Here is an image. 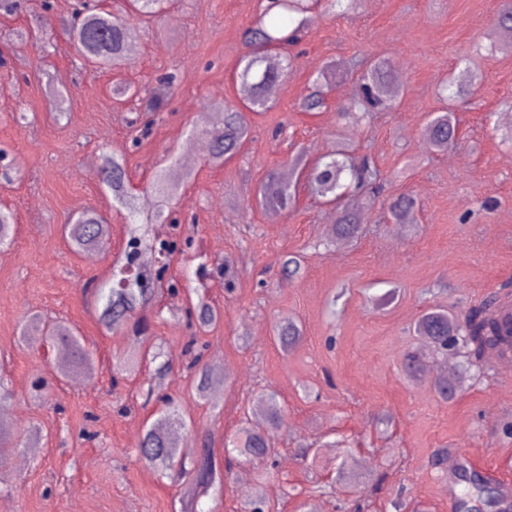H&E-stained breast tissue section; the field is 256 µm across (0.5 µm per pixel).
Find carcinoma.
Returning a JSON list of instances; mask_svg holds the SVG:
<instances>
[{"instance_id":"obj_1","label":"carcinoma","mask_w":512,"mask_h":512,"mask_svg":"<svg viewBox=\"0 0 512 512\" xmlns=\"http://www.w3.org/2000/svg\"><path fill=\"white\" fill-rule=\"evenodd\" d=\"M326 2L331 11L344 15L361 9L364 0H260V14L255 22L242 33L246 52L239 60L236 82L245 97L244 107L227 108L215 105L216 120L210 128L208 141V163L221 166L224 160L235 155L242 142L252 130L251 115L269 105L267 91L270 85L287 78L292 68L291 58L283 49L299 41L301 35L315 21V6ZM168 0H128L125 9L110 11L98 3L77 0L73 22L69 33L79 56L93 67L114 70L125 65L129 56L128 18L151 19L162 16ZM512 31V0H504L498 22L489 37L500 50L512 51V42L495 40L498 33ZM338 76L336 63L327 62L319 70L312 90L301 104L304 112H319L325 106L326 95L332 90ZM482 72L466 64L451 74L446 89L449 97L456 98L474 93L482 82ZM355 97L342 108L340 116L356 118L386 112L392 109L404 88L399 84L395 69L386 58H374L366 63V69L358 78ZM176 83V75L169 73L158 79L155 96L149 111L159 112L167 95ZM458 133L454 110L446 107L433 113L425 127L429 151L443 153L451 148ZM296 181L304 180L311 193L324 204L333 206L338 213V222L333 227L336 240H350L362 233L366 215L362 208L372 205L384 190V178L377 165L366 154L336 151L314 161L309 160L303 149L296 150L291 161ZM195 169L182 157L174 158L169 167L155 175L153 185L160 197L158 207L143 215L142 224L134 227L126 253V265L122 269L134 268L126 276V286H110L103 283L98 288V300L103 302L100 322L108 334L123 331L133 318L135 311L153 302L159 295L161 274H152V267L140 262L142 253L163 255L170 258L176 252L175 244L167 241L154 243L147 232L149 224L173 223L172 202L181 195L184 184L194 176ZM100 181L111 192L119 207L132 213L140 212L137 197L129 186L128 173L122 156L115 153L102 155L99 169ZM256 203L268 214H284L296 203V190L291 184L282 182L271 173L262 181L256 194ZM418 208L412 194H402L388 205L390 220L395 224H412ZM14 233V216L0 209V244L7 243ZM65 235L78 253L94 255L109 245L111 224L95 209H81L72 215L65 227ZM198 301L189 313L190 319L203 329L220 317L215 307L204 297L201 289H195ZM501 307L492 309V301L472 306L464 317L458 319L447 311L431 308L424 312L414 325L416 335L435 349H445L448 337L462 329H469L465 344V364L460 377L468 376L472 370H490V359L504 353V345L512 350V333L503 331L501 316L504 310L512 314V290L505 286L501 292ZM276 337L281 349L292 350L302 338L299 324L284 320L276 327ZM22 339L27 343L49 344L56 355L67 358L66 366L56 369V374L65 379L71 374L95 373L92 354L85 346L83 337L65 324L48 322L33 314L22 327ZM198 380L196 394L201 401L208 399L213 383L212 375L205 367L193 361ZM251 413L263 417L266 430L244 427L240 436L225 448V469L231 470L235 459L265 460L266 445L270 432L278 429L284 420V408L276 392L266 390L253 398ZM190 427L173 404L159 413V417L146 430L140 454L157 471L179 481L187 478L194 486L193 494L202 497L215 484V466L210 450L193 468L186 467L181 453L179 436ZM464 486L457 497V508L463 510L472 502H479L489 512H512V496L500 483L473 470L462 479Z\"/></svg>"}]
</instances>
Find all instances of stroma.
<instances>
[{"label":"stroma","instance_id":"stroma-1","mask_svg":"<svg viewBox=\"0 0 512 512\" xmlns=\"http://www.w3.org/2000/svg\"><path fill=\"white\" fill-rule=\"evenodd\" d=\"M74 0H22L0 12V150L15 166L0 177V208L12 212L15 231L0 245V383L12 394L16 419L10 441L40 423L47 434L20 469H0V512H181L188 481L172 482L140 460L136 449L164 409L174 405L195 425L182 445L187 458L210 449L224 460V443L240 424L251 397L275 390L286 411L273 432L274 461L241 464L200 499V512H243L250 481L265 479V512H297L310 500L316 512H337L335 498L309 497L312 485L331 482L339 465L354 478L355 496L369 512H455L459 467H470L512 492V372L499 368L466 378L453 399H440L434 378L408 380L404 358L416 348L413 325L427 309L456 315L488 300L512 281V143L504 140L512 113V52L494 50L500 0H365L359 12L320 16L297 47L287 92L254 115L252 132L223 167L197 157L194 181L174 207L162 238L179 243L167 272L173 292L138 308L149 329L106 333L95 289L123 255L128 218L98 177H82L85 161L116 151L126 160L139 198L154 197L151 179L171 155L198 140V113L206 103L238 106L236 70L243 30L258 0H172L165 17L131 19L137 48L116 71H98L77 55L64 22ZM32 30L19 42L16 29ZM389 57L405 94L395 108L371 120L344 123L359 61ZM484 73L472 101L456 104L459 142L447 155H429L423 130L438 111L441 82L461 57ZM328 61L343 76L327 106L311 115L300 103ZM176 73L164 112H147L157 80ZM70 98L57 117L46 77ZM135 96L117 100L112 86ZM150 123L133 138L132 119ZM344 144L371 154L385 196L412 193L416 224L396 227L383 203L356 239L329 238L328 209L307 187L288 216L255 205L259 185L290 167L296 146L318 158ZM98 209L112 226L111 244L95 257L74 252L62 233L77 210ZM200 256L204 271L185 266ZM303 256L293 280L283 263ZM221 313L198 332L185 315L198 285ZM75 327L96 362L90 381L59 380L47 347L24 345L19 330L28 313ZM303 330L283 353L274 327L286 319ZM157 351L169 369L156 373L147 354ZM140 368L115 376L130 357ZM221 359L228 380L221 401L195 394L189 364ZM459 459L456 468L441 455Z\"/></svg>","mask_w":512,"mask_h":512}]
</instances>
